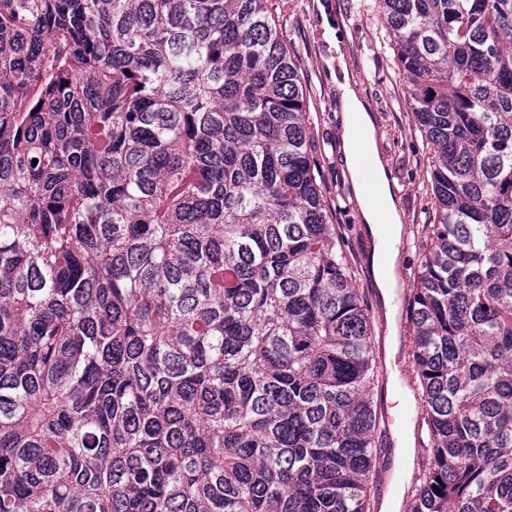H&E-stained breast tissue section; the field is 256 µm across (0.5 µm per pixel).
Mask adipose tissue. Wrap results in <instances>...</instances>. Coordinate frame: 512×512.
Here are the masks:
<instances>
[{
    "label": "adipose tissue",
    "instance_id": "obj_1",
    "mask_svg": "<svg viewBox=\"0 0 512 512\" xmlns=\"http://www.w3.org/2000/svg\"><path fill=\"white\" fill-rule=\"evenodd\" d=\"M340 90L342 152L351 175L360 218L373 241L372 271L381 297L387 301L398 286L396 269L399 265L402 213L386 167L378 154L372 115L350 84H341Z\"/></svg>",
    "mask_w": 512,
    "mask_h": 512
}]
</instances>
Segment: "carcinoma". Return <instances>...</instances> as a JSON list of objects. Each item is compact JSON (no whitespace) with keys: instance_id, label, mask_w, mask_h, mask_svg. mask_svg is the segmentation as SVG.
<instances>
[{"instance_id":"cac0c4a2","label":"carcinoma","mask_w":512,"mask_h":512,"mask_svg":"<svg viewBox=\"0 0 512 512\" xmlns=\"http://www.w3.org/2000/svg\"><path fill=\"white\" fill-rule=\"evenodd\" d=\"M268 2L0 0V512H370L373 323ZM378 3L432 150L411 512H512V0Z\"/></svg>"}]
</instances>
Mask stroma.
<instances>
[{
    "instance_id": "obj_1",
    "label": "stroma",
    "mask_w": 512,
    "mask_h": 512,
    "mask_svg": "<svg viewBox=\"0 0 512 512\" xmlns=\"http://www.w3.org/2000/svg\"><path fill=\"white\" fill-rule=\"evenodd\" d=\"M276 19L280 34L301 66V80L308 90L309 137L312 154L319 163L321 192L329 207L328 217L343 240L352 261L357 286L374 320L379 383L370 392L378 400L391 388L393 375L409 374L408 357L399 345L388 342V310L396 308L399 335L409 325L404 292L413 288L421 262L417 243L422 236L426 212L432 204L427 191L430 150L415 122L408 91L389 47L392 36L374 0H278ZM355 85L371 112L378 134L380 156L389 172L399 206L403 229L399 250V277L404 286L392 305H385L369 266L371 239L358 217V207L341 152L339 86ZM393 420L378 443L374 477V509L395 496L392 485L396 465L397 436L401 434L402 411L390 409Z\"/></svg>"
}]
</instances>
